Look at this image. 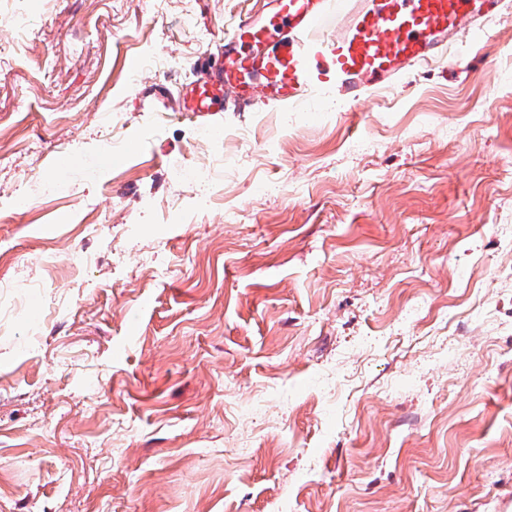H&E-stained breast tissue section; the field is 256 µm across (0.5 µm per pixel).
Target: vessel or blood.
Here are the masks:
<instances>
[{"mask_svg": "<svg viewBox=\"0 0 512 512\" xmlns=\"http://www.w3.org/2000/svg\"><path fill=\"white\" fill-rule=\"evenodd\" d=\"M504 0H275L272 16L240 18L222 65L182 96L187 112L224 101L247 112L306 99L355 104L410 74L452 40L475 39Z\"/></svg>", "mask_w": 512, "mask_h": 512, "instance_id": "1", "label": "vessel or blood"}]
</instances>
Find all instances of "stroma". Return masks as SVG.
<instances>
[{"mask_svg": "<svg viewBox=\"0 0 512 512\" xmlns=\"http://www.w3.org/2000/svg\"><path fill=\"white\" fill-rule=\"evenodd\" d=\"M270 8L0 0V512H512V10L349 111H182Z\"/></svg>", "mask_w": 512, "mask_h": 512, "instance_id": "1", "label": "stroma"}]
</instances>
